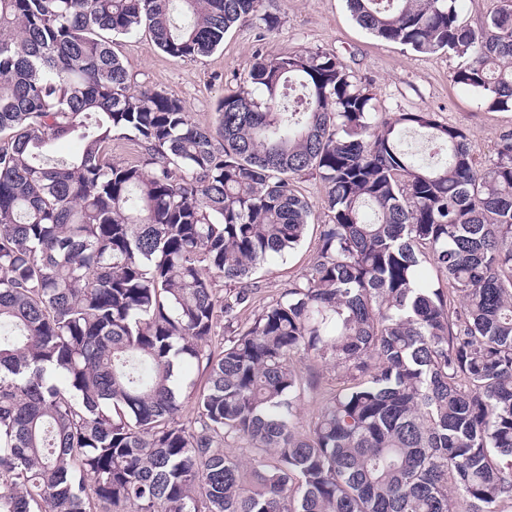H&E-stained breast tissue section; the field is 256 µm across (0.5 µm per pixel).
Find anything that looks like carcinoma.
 <instances>
[{
  "label": "carcinoma",
  "instance_id": "carcinoma-1",
  "mask_svg": "<svg viewBox=\"0 0 512 512\" xmlns=\"http://www.w3.org/2000/svg\"><path fill=\"white\" fill-rule=\"evenodd\" d=\"M347 3L379 39L466 58L453 82L512 111V0L476 25L457 0ZM254 22L281 18L263 0H0V512L512 503V130L481 164L432 112L372 121L368 88L308 50L256 54L201 127L130 91L112 49L144 26L172 58L206 56ZM68 136L81 150L54 158ZM130 136L141 160H107ZM309 171L332 223L242 329L252 276L310 225ZM297 355L343 377L304 431ZM186 359L205 374L187 412Z\"/></svg>",
  "mask_w": 512,
  "mask_h": 512
}]
</instances>
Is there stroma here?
Returning <instances> with one entry per match:
<instances>
[{
	"label": "stroma",
	"mask_w": 512,
	"mask_h": 512,
	"mask_svg": "<svg viewBox=\"0 0 512 512\" xmlns=\"http://www.w3.org/2000/svg\"><path fill=\"white\" fill-rule=\"evenodd\" d=\"M281 17L275 33L257 25L236 26L212 54L175 60L162 53L147 30L116 37L114 51L122 60L132 90L151 88L184 102L193 122L213 125L217 101L238 88L255 53L286 55L294 51L322 50L335 53L358 82L373 95L372 117L381 119L398 112H431L436 120L463 128L475 155L492 159L501 134L512 130V112L492 111L472 89L453 82L465 63L455 53H417L408 47L380 40L359 27L346 0H274ZM312 206L310 226L300 245L284 257L259 269L253 305L239 314L241 326H249L263 304L281 297L315 255L319 234L330 218L322 206L324 184L318 173H306L296 182ZM303 376H316L318 386L306 395L303 422L325 402L331 389L340 386L338 370L309 359L297 362Z\"/></svg>",
	"instance_id": "stroma-1"
}]
</instances>
